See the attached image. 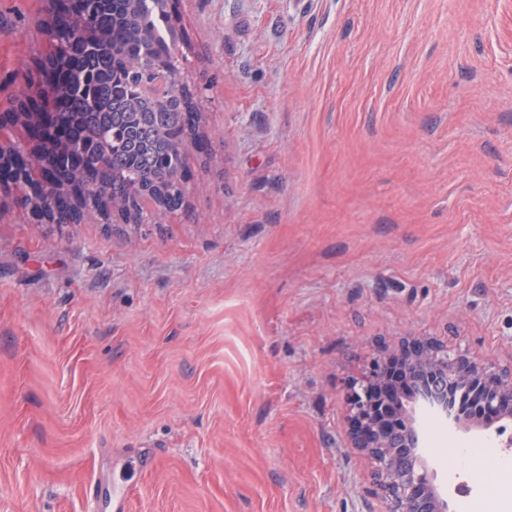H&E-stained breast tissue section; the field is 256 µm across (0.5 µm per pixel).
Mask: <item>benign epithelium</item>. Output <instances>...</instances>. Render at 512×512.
I'll return each instance as SVG.
<instances>
[{"label":"benign epithelium","instance_id":"7a95c632","mask_svg":"<svg viewBox=\"0 0 512 512\" xmlns=\"http://www.w3.org/2000/svg\"><path fill=\"white\" fill-rule=\"evenodd\" d=\"M69 13L52 15L46 36L54 46L40 57L36 95L40 107L27 98L12 112L0 113V196H27L40 201L54 175L29 177L34 148L46 141L42 126L48 103L61 98V57L74 56L85 34L68 28ZM100 180L83 174L74 183L73 199L97 195ZM470 391L480 413L512 419V368L508 372L469 350L448 348L433 341L402 339L386 346L375 358L368 374L349 382L346 388L348 438L374 464V479L389 509L386 512H451L447 497L437 483V472L422 452V427L417 411L425 407L434 421L455 430L483 427L481 419L453 406L448 387Z\"/></svg>","mask_w":512,"mask_h":512}]
</instances>
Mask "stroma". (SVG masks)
Returning <instances> with one entry per match:
<instances>
[{
    "label": "stroma",
    "mask_w": 512,
    "mask_h": 512,
    "mask_svg": "<svg viewBox=\"0 0 512 512\" xmlns=\"http://www.w3.org/2000/svg\"><path fill=\"white\" fill-rule=\"evenodd\" d=\"M45 0H0V112ZM206 152L149 224L0 205V512H383L344 390L382 343L512 366V0H180ZM454 512L477 447L423 422Z\"/></svg>",
    "instance_id": "35a3bbf8"
}]
</instances>
